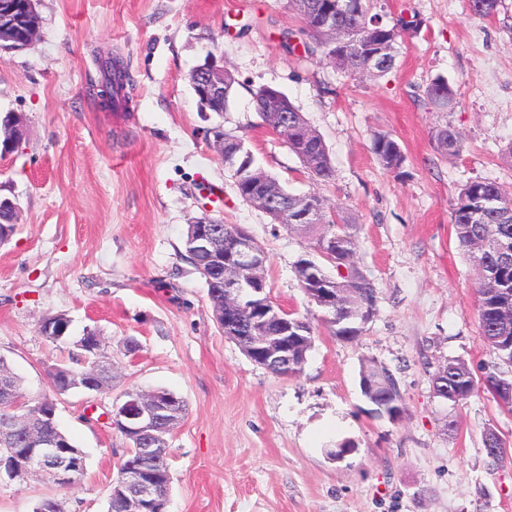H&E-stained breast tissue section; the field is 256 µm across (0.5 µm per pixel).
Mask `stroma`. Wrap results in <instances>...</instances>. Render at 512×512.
Instances as JSON below:
<instances>
[{
	"mask_svg": "<svg viewBox=\"0 0 512 512\" xmlns=\"http://www.w3.org/2000/svg\"><path fill=\"white\" fill-rule=\"evenodd\" d=\"M36 10L37 39L0 59V115L26 124L0 157V198L18 204L15 232L0 244V357L26 394L46 392L68 349L39 328L62 314L69 336L102 337L116 378L109 391L57 398L59 425L85 455L79 482L64 492L41 478L2 482L0 512H33L55 494L66 512H107L128 441L106 415L131 388L166 389L186 404L169 440L165 512H512V457L484 450L487 431L512 440V413L484 390L446 405L430 381L448 360L479 379L497 363L450 212L467 181L512 191L501 161L512 143V0L487 18L472 17L468 0H373L385 19L424 20L374 81L305 52L288 0H37ZM210 56L236 79L221 115L200 111L190 85ZM110 57L132 78L128 104L112 111L97 97ZM439 75L457 92L448 112L424 95ZM264 87L287 95L322 136L331 180L311 179L265 126L254 101ZM445 122L464 138L460 156L437 149L432 131ZM218 124L288 191L318 193L358 224L355 260L378 289L362 336L319 331L293 377L256 366L224 336L186 259L189 222L210 212L263 249L274 302L321 314L293 269L307 240L237 196L206 136ZM379 134L402 148L397 171L373 152ZM128 338L138 351L124 349ZM366 361L395 374L401 421L372 415L359 388ZM346 439L355 452L332 459Z\"/></svg>",
	"mask_w": 512,
	"mask_h": 512,
	"instance_id": "35a3bbf8",
	"label": "stroma"
}]
</instances>
